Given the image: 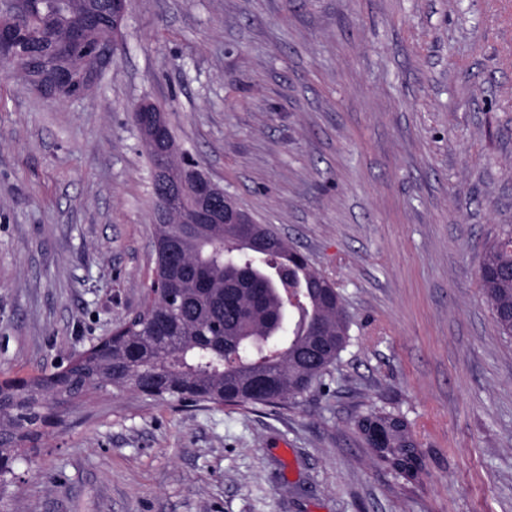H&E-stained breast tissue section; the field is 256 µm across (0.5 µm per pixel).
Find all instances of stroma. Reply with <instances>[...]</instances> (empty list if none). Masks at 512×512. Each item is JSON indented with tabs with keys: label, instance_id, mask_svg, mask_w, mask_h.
<instances>
[{
	"label": "stroma",
	"instance_id": "35a3bbf8",
	"mask_svg": "<svg viewBox=\"0 0 512 512\" xmlns=\"http://www.w3.org/2000/svg\"><path fill=\"white\" fill-rule=\"evenodd\" d=\"M148 99L337 283L352 340L288 408L54 407L8 512H512V337L480 292L512 225V0H131L81 100L0 79V379L89 349L154 274ZM411 422L415 484L356 428Z\"/></svg>",
	"mask_w": 512,
	"mask_h": 512
}]
</instances>
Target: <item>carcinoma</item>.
Wrapping results in <instances>:
<instances>
[{
    "instance_id": "carcinoma-1",
    "label": "carcinoma",
    "mask_w": 512,
    "mask_h": 512,
    "mask_svg": "<svg viewBox=\"0 0 512 512\" xmlns=\"http://www.w3.org/2000/svg\"><path fill=\"white\" fill-rule=\"evenodd\" d=\"M173 224L155 225L154 277L142 305L100 346L26 382L0 389V455L25 454L42 402L70 403L91 390L141 384L168 397L181 388L222 406H292L322 384L351 342L337 288L287 245L257 247L235 224H192V193ZM482 295L500 332L512 336V227L485 252ZM376 460L407 481L422 471L405 417L369 411L357 420Z\"/></svg>"
}]
</instances>
